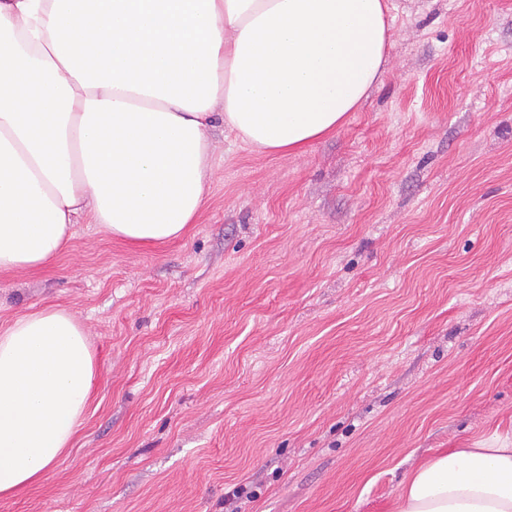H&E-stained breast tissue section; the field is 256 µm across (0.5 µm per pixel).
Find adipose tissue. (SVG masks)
I'll use <instances>...</instances> for the list:
<instances>
[{
  "mask_svg": "<svg viewBox=\"0 0 512 512\" xmlns=\"http://www.w3.org/2000/svg\"><path fill=\"white\" fill-rule=\"evenodd\" d=\"M388 0H0V274L58 257L79 221L131 245L183 237L207 205L219 122L306 151L385 71ZM47 78L32 100L19 74ZM99 370L74 315L0 325V497L71 448ZM393 512H512V447L451 448Z\"/></svg>",
  "mask_w": 512,
  "mask_h": 512,
  "instance_id": "ef3b65f1",
  "label": "adipose tissue"
}]
</instances>
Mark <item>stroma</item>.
<instances>
[{"label": "stroma", "mask_w": 512, "mask_h": 512, "mask_svg": "<svg viewBox=\"0 0 512 512\" xmlns=\"http://www.w3.org/2000/svg\"><path fill=\"white\" fill-rule=\"evenodd\" d=\"M390 14L335 134L267 155L215 124L183 238L78 224L0 275V323L64 307L101 372L73 448L0 512H391L430 456L512 442V0Z\"/></svg>", "instance_id": "1"}]
</instances>
